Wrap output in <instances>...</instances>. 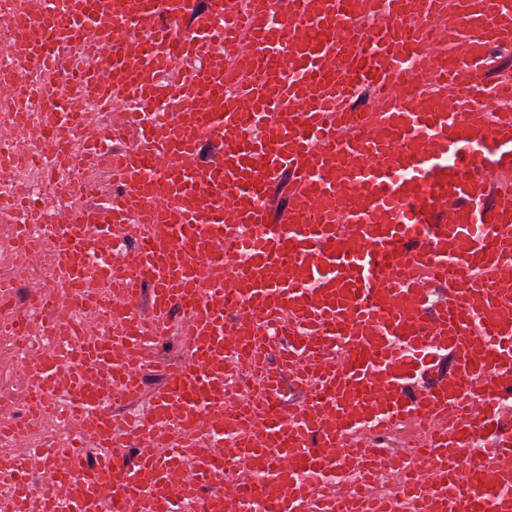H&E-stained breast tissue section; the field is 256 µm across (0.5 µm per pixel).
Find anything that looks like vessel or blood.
<instances>
[{
    "instance_id": "vessel-or-blood-1",
    "label": "vessel or blood",
    "mask_w": 512,
    "mask_h": 512,
    "mask_svg": "<svg viewBox=\"0 0 512 512\" xmlns=\"http://www.w3.org/2000/svg\"><path fill=\"white\" fill-rule=\"evenodd\" d=\"M481 2L0 9V103L53 102L44 193H67L83 154L116 186L51 212L22 156L0 166L12 282L55 254L28 309L0 291L11 335L54 340L14 367L28 413L0 416V512H512V0ZM90 36L112 60L74 79L122 109L88 132L54 75ZM176 313L183 356L144 395ZM290 391L295 410H275ZM121 398L138 406L124 421ZM32 451L71 473L34 482Z\"/></svg>"
}]
</instances>
